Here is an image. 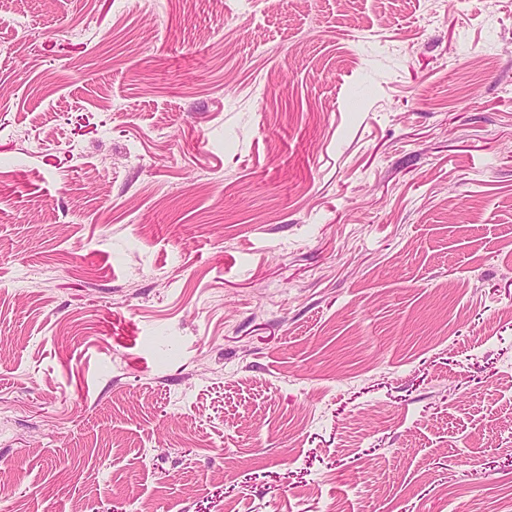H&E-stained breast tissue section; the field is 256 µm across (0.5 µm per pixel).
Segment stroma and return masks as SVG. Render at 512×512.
Segmentation results:
<instances>
[{"label":"stroma","instance_id":"1","mask_svg":"<svg viewBox=\"0 0 512 512\" xmlns=\"http://www.w3.org/2000/svg\"><path fill=\"white\" fill-rule=\"evenodd\" d=\"M512 0L0 13V512H512Z\"/></svg>","mask_w":512,"mask_h":512}]
</instances>
